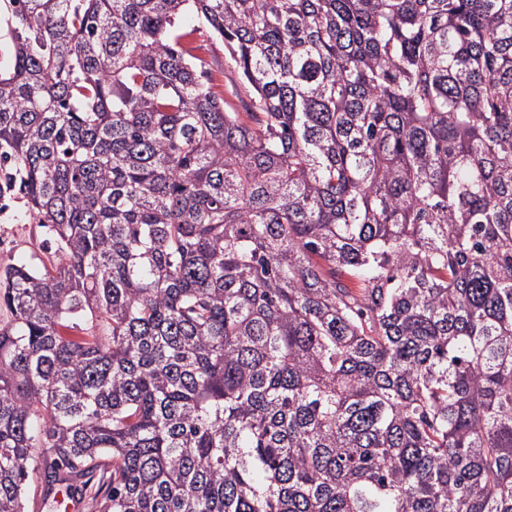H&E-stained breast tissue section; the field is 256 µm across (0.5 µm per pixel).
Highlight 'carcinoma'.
<instances>
[{"instance_id":"cac0c4a2","label":"carcinoma","mask_w":512,"mask_h":512,"mask_svg":"<svg viewBox=\"0 0 512 512\" xmlns=\"http://www.w3.org/2000/svg\"><path fill=\"white\" fill-rule=\"evenodd\" d=\"M0 22V162L55 244L0 271V512H512V0ZM182 23L187 26L198 27L197 39L199 43L204 44L206 50L205 55L208 59H214L218 63H224V42L211 37L209 31L199 23L193 12H187L182 18ZM65 487L64 485H56L55 490L53 491V494L50 498H45L43 488L38 487L35 488L32 486L29 500H28V506L27 510L28 512H94L93 511V503L94 501L91 500L90 497H86L84 501L81 503V510H78V504L75 501H72L70 510L71 511H65L67 503L70 502L68 500L66 493L64 491ZM55 500L62 502V505L59 506L57 502H54Z\"/></svg>"}]
</instances>
